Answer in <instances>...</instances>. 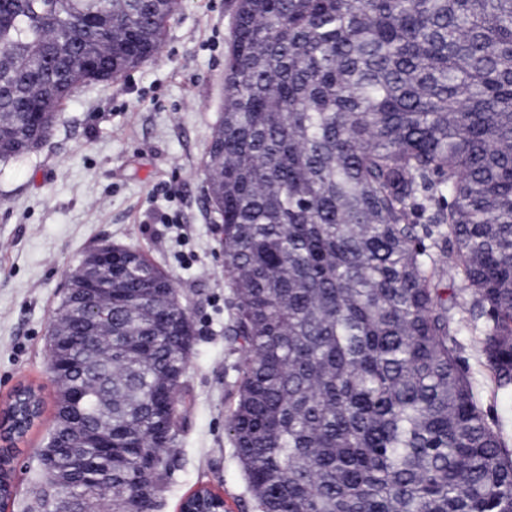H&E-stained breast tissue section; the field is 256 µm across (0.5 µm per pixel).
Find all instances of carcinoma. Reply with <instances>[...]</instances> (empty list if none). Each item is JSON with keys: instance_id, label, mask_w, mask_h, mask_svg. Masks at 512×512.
<instances>
[{"instance_id": "obj_1", "label": "carcinoma", "mask_w": 512, "mask_h": 512, "mask_svg": "<svg viewBox=\"0 0 512 512\" xmlns=\"http://www.w3.org/2000/svg\"><path fill=\"white\" fill-rule=\"evenodd\" d=\"M176 4L0 0V162L47 141L80 86L154 59ZM207 157L245 348L226 431L260 512H512V451L430 287L464 280L511 384L512 0H237ZM112 282L91 314L69 291L58 306L88 342L60 355L64 382L48 358L62 449L37 499L72 472L48 512H122L168 469L162 393L189 364L176 288L133 247ZM38 405H13L12 440ZM95 434L114 464L93 479Z\"/></svg>"}]
</instances>
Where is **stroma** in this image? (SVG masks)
I'll list each match as a JSON object with an SVG mask.
<instances>
[{
  "instance_id": "1",
  "label": "stroma",
  "mask_w": 512,
  "mask_h": 512,
  "mask_svg": "<svg viewBox=\"0 0 512 512\" xmlns=\"http://www.w3.org/2000/svg\"><path fill=\"white\" fill-rule=\"evenodd\" d=\"M235 10L236 0H179L156 60L82 87L59 109L41 149L0 164V399L21 382L44 397L41 420L15 453L10 512H30L41 480L38 450L56 412L48 329L69 272L103 243L146 253L193 317L174 462L157 512H177L201 485L223 490L225 512H257L225 430L244 350L227 336L234 295L205 200L204 162L224 111ZM432 285L456 295L450 342L487 422L512 447V386L499 388L487 365L467 313L471 292L451 273Z\"/></svg>"
}]
</instances>
